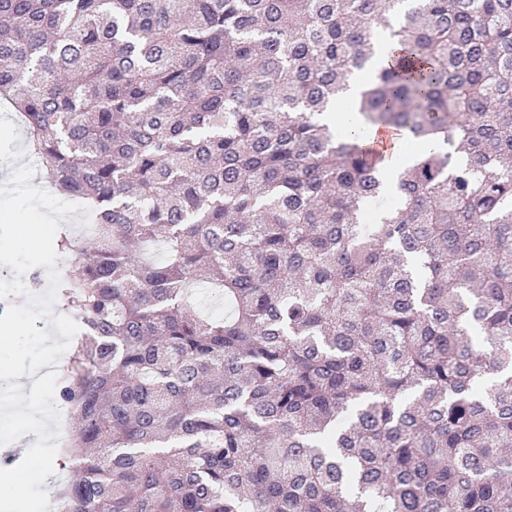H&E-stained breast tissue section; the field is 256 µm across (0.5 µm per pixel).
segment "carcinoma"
<instances>
[{"instance_id":"obj_1","label":"carcinoma","mask_w":512,"mask_h":512,"mask_svg":"<svg viewBox=\"0 0 512 512\" xmlns=\"http://www.w3.org/2000/svg\"><path fill=\"white\" fill-rule=\"evenodd\" d=\"M0 97L92 217L59 512H512V0H0Z\"/></svg>"}]
</instances>
